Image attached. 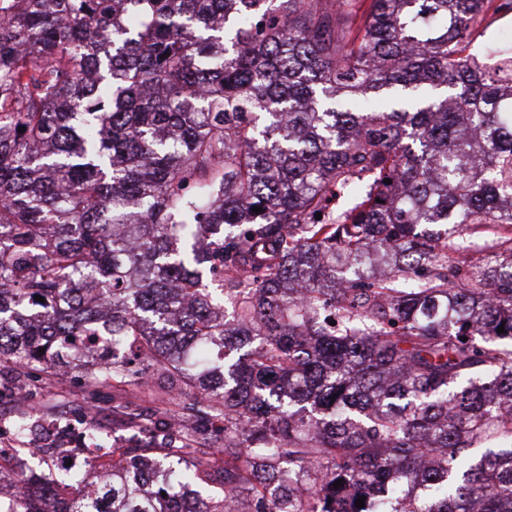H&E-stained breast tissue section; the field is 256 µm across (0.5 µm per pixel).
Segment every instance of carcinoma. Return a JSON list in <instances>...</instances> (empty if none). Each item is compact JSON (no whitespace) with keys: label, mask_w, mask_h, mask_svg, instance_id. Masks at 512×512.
I'll use <instances>...</instances> for the list:
<instances>
[{"label":"carcinoma","mask_w":512,"mask_h":512,"mask_svg":"<svg viewBox=\"0 0 512 512\" xmlns=\"http://www.w3.org/2000/svg\"><path fill=\"white\" fill-rule=\"evenodd\" d=\"M486 2L0 0V367L168 418L0 512H512V48L465 54ZM479 229L488 260L450 258Z\"/></svg>","instance_id":"cac0c4a2"}]
</instances>
